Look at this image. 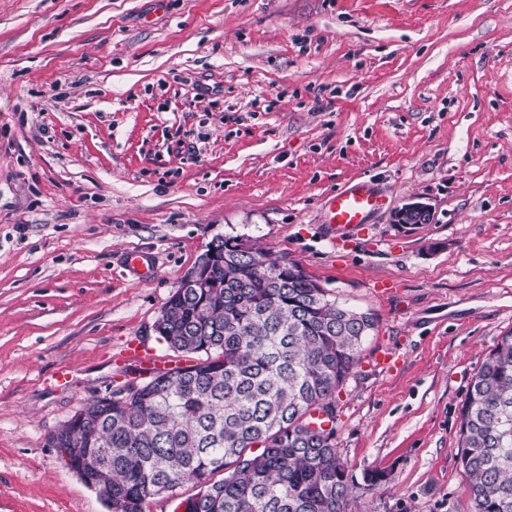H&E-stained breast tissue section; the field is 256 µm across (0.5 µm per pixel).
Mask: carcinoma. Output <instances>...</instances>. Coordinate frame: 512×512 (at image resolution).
I'll use <instances>...</instances> for the list:
<instances>
[{"label": "carcinoma", "mask_w": 512, "mask_h": 512, "mask_svg": "<svg viewBox=\"0 0 512 512\" xmlns=\"http://www.w3.org/2000/svg\"><path fill=\"white\" fill-rule=\"evenodd\" d=\"M240 246L212 239L206 287L179 283L154 323L195 363L133 370L141 381L86 401L49 438L110 512H147L187 483L199 491L182 512H349L336 395L377 317L328 298L299 262ZM458 421L475 512H512V332L472 377Z\"/></svg>", "instance_id": "cac0c4a2"}]
</instances>
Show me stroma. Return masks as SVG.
<instances>
[{"mask_svg":"<svg viewBox=\"0 0 512 512\" xmlns=\"http://www.w3.org/2000/svg\"><path fill=\"white\" fill-rule=\"evenodd\" d=\"M361 177L385 208L331 234ZM217 236L376 314L336 397L356 512H474L458 411L512 331V0H0V512H108L49 436L133 344L181 363L154 323ZM408 217L410 221L408 223L404 222V218ZM433 219L432 208L429 204L421 202V201H411L404 204L403 208H401L395 215V221L400 222V224H428L431 223ZM414 221H418L414 223ZM155 259L151 253L139 250L128 251L124 257L126 274L138 281H146L153 274Z\"/></svg>","mask_w":512,"mask_h":512,"instance_id":"stroma-1","label":"stroma"}]
</instances>
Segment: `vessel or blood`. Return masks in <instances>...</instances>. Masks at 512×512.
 Masks as SVG:
<instances>
[{
  "label": "vessel or blood",
  "instance_id": "vessel-or-blood-1",
  "mask_svg": "<svg viewBox=\"0 0 512 512\" xmlns=\"http://www.w3.org/2000/svg\"><path fill=\"white\" fill-rule=\"evenodd\" d=\"M386 198L372 181L357 180L336 190L324 204L326 222L331 230H346L369 222L372 215L385 205ZM155 259L151 253L128 251L124 257L127 275L139 281L148 280L154 270Z\"/></svg>",
  "mask_w": 512,
  "mask_h": 512
}]
</instances>
